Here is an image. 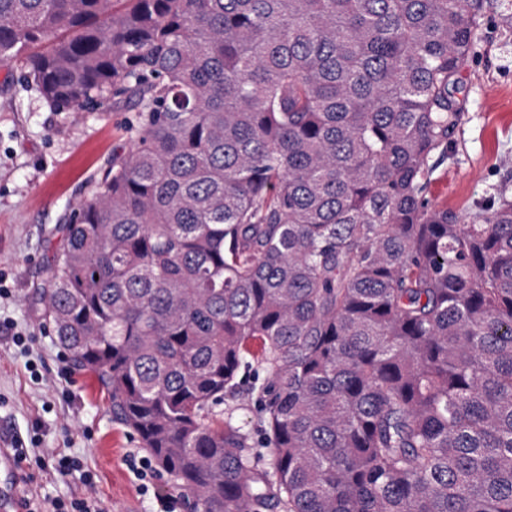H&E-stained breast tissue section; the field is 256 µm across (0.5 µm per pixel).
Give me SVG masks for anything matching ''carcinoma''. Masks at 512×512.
Listing matches in <instances>:
<instances>
[{"mask_svg":"<svg viewBox=\"0 0 512 512\" xmlns=\"http://www.w3.org/2000/svg\"><path fill=\"white\" fill-rule=\"evenodd\" d=\"M483 11L0 0L1 65L134 112L36 293L194 512H512V197L425 196ZM220 413L219 418L228 420L232 418V422L236 425L243 426L250 433V443L254 446L262 445V435L256 425L257 409L254 401L248 399L245 395L226 396L224 403L215 408Z\"/></svg>","mask_w":512,"mask_h":512,"instance_id":"obj_1","label":"carcinoma"}]
</instances>
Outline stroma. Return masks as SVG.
Returning <instances> with one entry per match:
<instances>
[{
    "instance_id": "stroma-1",
    "label": "stroma",
    "mask_w": 512,
    "mask_h": 512,
    "mask_svg": "<svg viewBox=\"0 0 512 512\" xmlns=\"http://www.w3.org/2000/svg\"><path fill=\"white\" fill-rule=\"evenodd\" d=\"M21 68L0 65V289L11 294L0 319L27 328L32 341L24 353L0 335V439L28 438L40 424L42 447L80 457L94 472L109 512H160L157 499L175 493L173 481L157 468L133 473L127 459L142 450L137 436L113 419L97 382L70 364L34 291L56 228L100 189L113 149L129 142L133 114L113 100L92 112L57 111ZM459 78L463 120L447 153L429 162L426 196L465 215L512 189V0H486Z\"/></svg>"
}]
</instances>
